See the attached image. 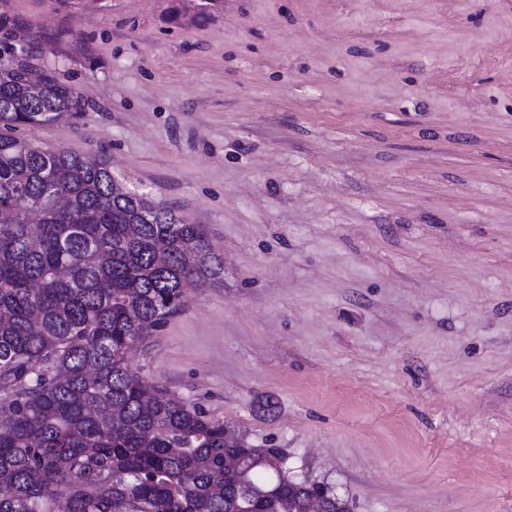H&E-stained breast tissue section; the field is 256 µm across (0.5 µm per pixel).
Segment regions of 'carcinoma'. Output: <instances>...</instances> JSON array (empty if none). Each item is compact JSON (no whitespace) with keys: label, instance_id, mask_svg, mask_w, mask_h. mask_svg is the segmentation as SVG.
Listing matches in <instances>:
<instances>
[{"label":"carcinoma","instance_id":"obj_1","mask_svg":"<svg viewBox=\"0 0 512 512\" xmlns=\"http://www.w3.org/2000/svg\"><path fill=\"white\" fill-rule=\"evenodd\" d=\"M0 32L32 27L0 11ZM84 111L56 68L0 63V512H57L62 485L66 512H303L278 449L224 447L228 425L131 369L224 259L105 162L13 135Z\"/></svg>","mask_w":512,"mask_h":512}]
</instances>
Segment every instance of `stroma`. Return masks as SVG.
Returning a JSON list of instances; mask_svg holds the SVG:
<instances>
[{"label": "stroma", "instance_id": "obj_1", "mask_svg": "<svg viewBox=\"0 0 512 512\" xmlns=\"http://www.w3.org/2000/svg\"><path fill=\"white\" fill-rule=\"evenodd\" d=\"M0 8L85 101L21 137L224 259L135 372L354 512H512V0Z\"/></svg>", "mask_w": 512, "mask_h": 512}]
</instances>
